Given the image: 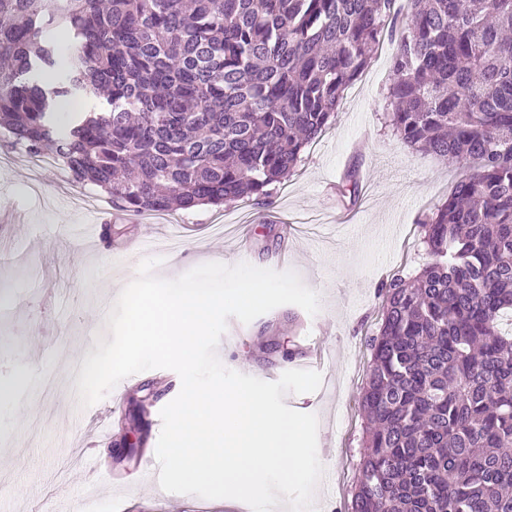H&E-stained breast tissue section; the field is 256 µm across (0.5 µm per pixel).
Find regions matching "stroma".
Here are the masks:
<instances>
[{"label":"stroma","instance_id":"stroma-1","mask_svg":"<svg viewBox=\"0 0 512 512\" xmlns=\"http://www.w3.org/2000/svg\"><path fill=\"white\" fill-rule=\"evenodd\" d=\"M392 55L389 43L375 54L269 206L241 199L180 210L174 229L163 214L119 210L100 188L76 184L66 167H37L11 150L0 130V512H47L63 498L82 500L87 512H237L238 501L168 493L146 477L144 456L155 453L161 432L146 409L178 395L176 372H140L107 443L95 440L90 419L112 400L79 408L77 381L96 337L108 334V310L148 254L139 239L176 231V245L150 253L161 260L155 276L174 279L209 262L271 267L290 225L297 237L288 268L319 294L320 311L312 316L283 305L247 324L229 318L216 354L228 369L274 381L311 344L329 347L321 387L287 394L284 403L315 414L318 440L334 448L322 461L315 512H352L369 341L381 324L379 286L389 274L408 277L425 262L420 224L461 175L433 155L410 151L392 133ZM352 167L365 194L354 204L338 190ZM73 224L86 226L83 240L66 233ZM93 224L102 225L105 246H97ZM242 240L243 256L236 252ZM143 437L145 454L128 456V444ZM77 442L100 457L108 478L88 483L74 460Z\"/></svg>","mask_w":512,"mask_h":512}]
</instances>
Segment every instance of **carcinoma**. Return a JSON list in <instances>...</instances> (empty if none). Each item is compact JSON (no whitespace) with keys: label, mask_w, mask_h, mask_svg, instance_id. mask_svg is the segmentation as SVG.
Returning a JSON list of instances; mask_svg holds the SVG:
<instances>
[{"label":"carcinoma","mask_w":512,"mask_h":512,"mask_svg":"<svg viewBox=\"0 0 512 512\" xmlns=\"http://www.w3.org/2000/svg\"><path fill=\"white\" fill-rule=\"evenodd\" d=\"M395 2L0 0V127L130 215L267 205L390 37L389 126L464 173L380 285L353 512H512V0Z\"/></svg>","instance_id":"carcinoma-1"}]
</instances>
